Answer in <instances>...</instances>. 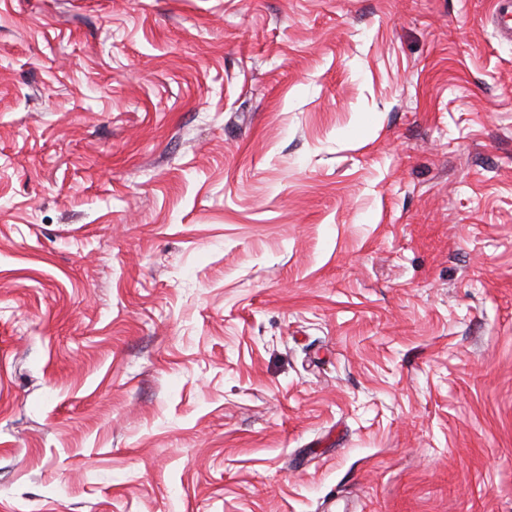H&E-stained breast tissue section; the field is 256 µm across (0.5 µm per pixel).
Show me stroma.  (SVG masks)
<instances>
[{
  "label": "stroma",
  "instance_id": "35a3bbf8",
  "mask_svg": "<svg viewBox=\"0 0 512 512\" xmlns=\"http://www.w3.org/2000/svg\"><path fill=\"white\" fill-rule=\"evenodd\" d=\"M493 0H0V512H512Z\"/></svg>",
  "mask_w": 512,
  "mask_h": 512
}]
</instances>
